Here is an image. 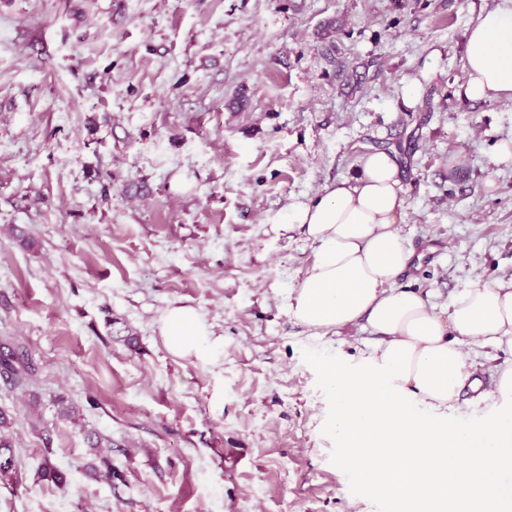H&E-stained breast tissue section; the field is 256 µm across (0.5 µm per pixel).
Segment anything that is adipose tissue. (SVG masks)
Masks as SVG:
<instances>
[{
  "mask_svg": "<svg viewBox=\"0 0 512 512\" xmlns=\"http://www.w3.org/2000/svg\"><path fill=\"white\" fill-rule=\"evenodd\" d=\"M463 95L512 99V0L480 11L465 32ZM405 197L395 159L367 154L356 176L325 185L298 206L313 260L288 291V314L323 331L366 321L379 341L365 365L329 364L340 454L385 512H512V369L492 393V421L452 423L448 412L470 378L463 346L512 350V284L477 283L438 313L398 287L413 252L397 223ZM172 352L201 353L209 331L194 309L162 318Z\"/></svg>",
  "mask_w": 512,
  "mask_h": 512,
  "instance_id": "obj_1",
  "label": "adipose tissue"
}]
</instances>
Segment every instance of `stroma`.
<instances>
[{
    "label": "stroma",
    "instance_id": "35a3bbf8",
    "mask_svg": "<svg viewBox=\"0 0 512 512\" xmlns=\"http://www.w3.org/2000/svg\"><path fill=\"white\" fill-rule=\"evenodd\" d=\"M496 2L0 0V342L34 364L0 377V512H381L336 465L323 371L378 336L289 318L314 250L289 217L384 151L413 250L398 285L443 308L512 283V163L489 162L512 101L459 95L464 32ZM175 306L204 353L170 351ZM509 367L482 357L449 420L492 416ZM162 331L169 349L176 354H199L208 345L209 331L192 308L169 309L162 317ZM11 425V417L5 411H0V480L9 478L13 471V446L9 434Z\"/></svg>",
    "mask_w": 512,
    "mask_h": 512
}]
</instances>
